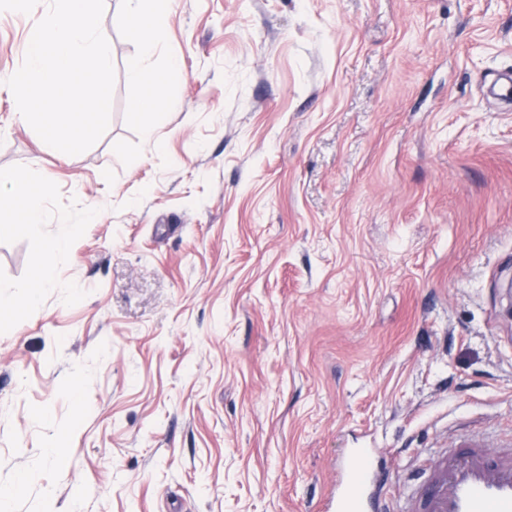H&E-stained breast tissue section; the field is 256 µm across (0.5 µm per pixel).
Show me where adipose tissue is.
Wrapping results in <instances>:
<instances>
[{"label": "adipose tissue", "instance_id": "adipose-tissue-1", "mask_svg": "<svg viewBox=\"0 0 512 512\" xmlns=\"http://www.w3.org/2000/svg\"><path fill=\"white\" fill-rule=\"evenodd\" d=\"M171 0H123L119 14L121 21H132L137 25V50L126 64V73L132 82L146 80L151 60L162 39L161 31L145 18L147 10L160 11L170 6Z\"/></svg>", "mask_w": 512, "mask_h": 512}]
</instances>
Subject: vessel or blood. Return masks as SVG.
Returning <instances> with one entry per match:
<instances>
[{
	"label": "vessel or blood",
	"instance_id": "vessel-or-blood-1",
	"mask_svg": "<svg viewBox=\"0 0 512 512\" xmlns=\"http://www.w3.org/2000/svg\"><path fill=\"white\" fill-rule=\"evenodd\" d=\"M387 469L365 448L349 449L336 466L326 512H512V448L461 436L410 479L413 491L394 502Z\"/></svg>",
	"mask_w": 512,
	"mask_h": 512
}]
</instances>
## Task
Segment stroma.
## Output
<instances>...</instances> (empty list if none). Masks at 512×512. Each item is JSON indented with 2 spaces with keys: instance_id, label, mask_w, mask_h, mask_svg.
I'll use <instances>...</instances> for the list:
<instances>
[{
  "instance_id": "stroma-1",
  "label": "stroma",
  "mask_w": 512,
  "mask_h": 512,
  "mask_svg": "<svg viewBox=\"0 0 512 512\" xmlns=\"http://www.w3.org/2000/svg\"><path fill=\"white\" fill-rule=\"evenodd\" d=\"M104 4L90 149L0 84V168L54 179L44 224L0 237L7 512H322L346 449L399 497L457 434L511 444L512 98L487 85L512 0H174L149 84ZM28 28L0 11V75ZM162 87L151 151L132 104ZM79 229V224H67L53 236L44 240L42 260L39 264L38 277L42 287H50L54 282V260L64 250L68 239Z\"/></svg>"
}]
</instances>
